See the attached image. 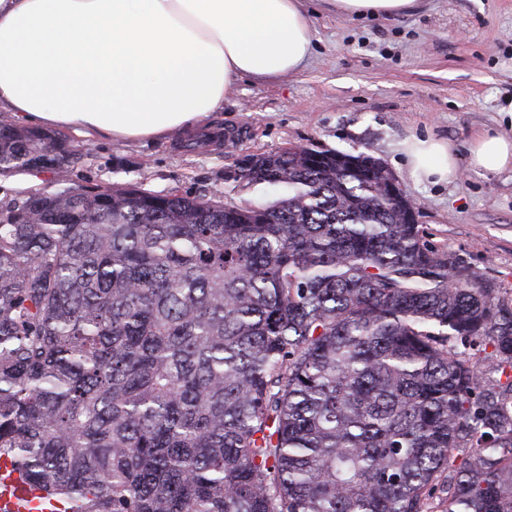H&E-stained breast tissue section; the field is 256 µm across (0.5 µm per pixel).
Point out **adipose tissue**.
Instances as JSON below:
<instances>
[{
  "label": "adipose tissue",
  "mask_w": 512,
  "mask_h": 512,
  "mask_svg": "<svg viewBox=\"0 0 512 512\" xmlns=\"http://www.w3.org/2000/svg\"><path fill=\"white\" fill-rule=\"evenodd\" d=\"M304 0H0V110L84 138L195 132L246 76L299 72L313 49ZM412 175H459L447 141L405 147ZM469 163L512 169V138L486 131Z\"/></svg>",
  "instance_id": "adipose-tissue-1"
}]
</instances>
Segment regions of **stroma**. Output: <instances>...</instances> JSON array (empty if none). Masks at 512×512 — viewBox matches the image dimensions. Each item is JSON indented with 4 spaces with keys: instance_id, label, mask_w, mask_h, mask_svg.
<instances>
[{
    "instance_id": "obj_1",
    "label": "stroma",
    "mask_w": 512,
    "mask_h": 512,
    "mask_svg": "<svg viewBox=\"0 0 512 512\" xmlns=\"http://www.w3.org/2000/svg\"><path fill=\"white\" fill-rule=\"evenodd\" d=\"M313 53L298 73L240 79L204 133L159 141L70 136L82 156L70 185L138 183L154 191L231 196L224 173L239 155L308 146L379 158L420 207L437 247L456 252L512 298V171L468 164L467 146L494 129L512 136V0H419L397 17H355L307 4ZM444 139L459 158L448 184H425L404 154L411 137ZM54 175L0 176V200L50 194Z\"/></svg>"
}]
</instances>
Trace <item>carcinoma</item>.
I'll return each mask as SVG.
<instances>
[{"instance_id":"cac0c4a2","label":"carcinoma","mask_w":512,"mask_h":512,"mask_svg":"<svg viewBox=\"0 0 512 512\" xmlns=\"http://www.w3.org/2000/svg\"><path fill=\"white\" fill-rule=\"evenodd\" d=\"M331 155L1 204L0 461L74 512H512V302ZM80 157L0 124L1 176Z\"/></svg>"}]
</instances>
